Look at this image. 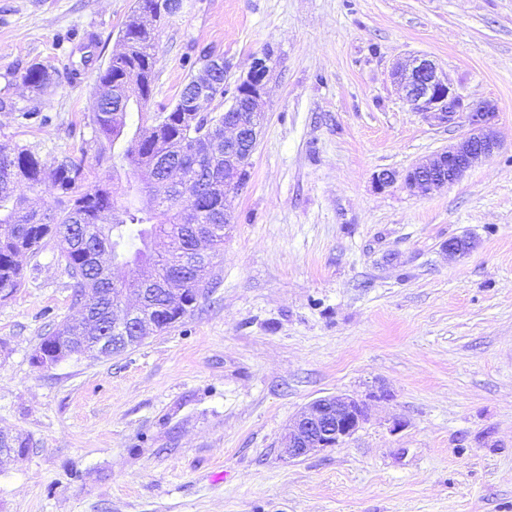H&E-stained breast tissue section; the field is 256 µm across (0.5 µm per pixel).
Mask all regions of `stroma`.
I'll list each match as a JSON object with an SVG mask.
<instances>
[{
  "label": "stroma",
  "instance_id": "stroma-1",
  "mask_svg": "<svg viewBox=\"0 0 512 512\" xmlns=\"http://www.w3.org/2000/svg\"><path fill=\"white\" fill-rule=\"evenodd\" d=\"M135 3L0 0V143L80 156ZM205 46L230 94L252 56L273 62L213 287L135 348L45 368L42 338L81 311L54 244L24 259L0 299V431L28 451L0 457V512H512V0H183L147 111ZM416 55L497 108L499 151L434 194L375 180L467 131L411 110L392 67ZM456 237L469 253L445 251ZM336 393L366 400L362 427L288 460L293 417ZM24 83L36 96H42L55 82L49 70L41 64L30 65L23 76Z\"/></svg>",
  "mask_w": 512,
  "mask_h": 512
}]
</instances>
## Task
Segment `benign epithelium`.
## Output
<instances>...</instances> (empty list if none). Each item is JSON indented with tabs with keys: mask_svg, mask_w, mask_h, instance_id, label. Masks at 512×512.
Instances as JSON below:
<instances>
[{
	"mask_svg": "<svg viewBox=\"0 0 512 512\" xmlns=\"http://www.w3.org/2000/svg\"><path fill=\"white\" fill-rule=\"evenodd\" d=\"M272 70L271 57L255 56L245 79L236 87L232 104L221 113L224 130L232 135L206 143V149L217 155L224 151V192L241 191L246 182L244 173L257 145L263 119V95ZM217 67L210 64L200 67L194 79L195 94L185 112L187 123L203 105L211 102L208 94L215 83ZM393 76L405 94L411 109L438 125L447 124L467 112L468 130L460 140L448 148L415 164L404 174L383 170L377 174V183L386 187L402 180L409 189L423 188L430 193L440 191L458 180L475 164L491 157L499 149V142L492 130L496 108L489 102L465 107L463 96L442 77L435 65L425 57L413 56L394 65ZM216 231L214 224H196L192 233L196 246L194 254L205 255L204 246ZM202 289L187 292L178 279L153 281L140 279V287L133 291L137 298L134 305L118 303L112 315V329L82 345L78 354L99 360L112 356L113 345L127 348L139 345L151 332L164 327L163 313L177 307L195 303ZM73 352L64 347H41L35 362L51 367ZM365 403L353 396L336 394L313 400L296 414L283 442V454L296 460L311 452L334 448L350 439L366 420Z\"/></svg>",
	"mask_w": 512,
	"mask_h": 512,
	"instance_id": "7a95c632",
	"label": "benign epithelium"
}]
</instances>
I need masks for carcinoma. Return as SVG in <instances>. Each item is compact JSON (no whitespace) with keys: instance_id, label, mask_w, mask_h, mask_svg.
Wrapping results in <instances>:
<instances>
[{"instance_id":"1","label":"carcinoma","mask_w":512,"mask_h":512,"mask_svg":"<svg viewBox=\"0 0 512 512\" xmlns=\"http://www.w3.org/2000/svg\"><path fill=\"white\" fill-rule=\"evenodd\" d=\"M162 17L154 0H138L122 28L126 53L111 58L95 84L93 123L95 135L81 158L66 157L47 163L35 151L23 146L0 144V298L6 299L20 287L23 269L19 257L36 255L46 239H54L58 257L71 279L72 301L90 303L89 315L80 322L91 335L112 323V303L118 288H131L135 281L112 282L95 264L91 245L105 238L112 263L138 265L151 257L152 237L168 224H217L220 233L210 239L212 253L224 247V160L213 164L187 153L190 145L209 137H220L223 130L212 128L220 121L209 114L194 125L182 123L185 97L191 93L188 78L171 110L161 109V120L143 112L154 80V40ZM32 93L42 96L54 77L41 64L30 65L23 76ZM123 99L120 121L112 122V100ZM137 121L131 122L132 114ZM112 154L127 163L126 203L112 198V175L90 180L95 162ZM171 159L182 169V183L190 195L177 186L161 187L155 177L165 174L162 161ZM23 182L36 194L48 193L56 212H40L37 205L14 196ZM163 277H181L188 288H202L198 268L157 261Z\"/></svg>"}]
</instances>
